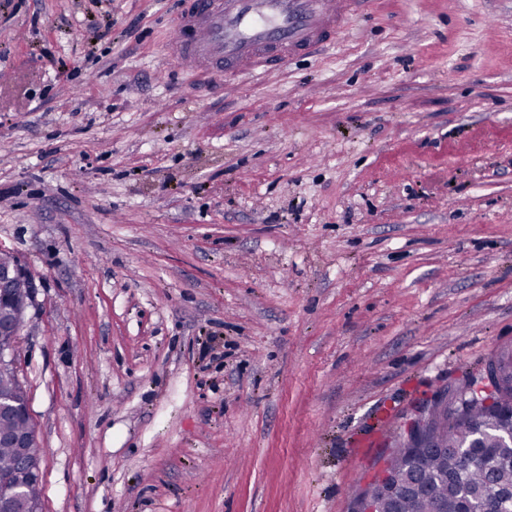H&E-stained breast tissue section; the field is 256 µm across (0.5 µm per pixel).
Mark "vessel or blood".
<instances>
[{"mask_svg":"<svg viewBox=\"0 0 512 512\" xmlns=\"http://www.w3.org/2000/svg\"><path fill=\"white\" fill-rule=\"evenodd\" d=\"M366 0H183L169 57L231 75L316 54Z\"/></svg>","mask_w":512,"mask_h":512,"instance_id":"1","label":"vessel or blood"}]
</instances>
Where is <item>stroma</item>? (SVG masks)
<instances>
[{
    "instance_id": "stroma-1",
    "label": "stroma",
    "mask_w": 512,
    "mask_h": 512,
    "mask_svg": "<svg viewBox=\"0 0 512 512\" xmlns=\"http://www.w3.org/2000/svg\"><path fill=\"white\" fill-rule=\"evenodd\" d=\"M179 0H0V251L42 512H350L512 351V0H368L244 79Z\"/></svg>"
}]
</instances>
